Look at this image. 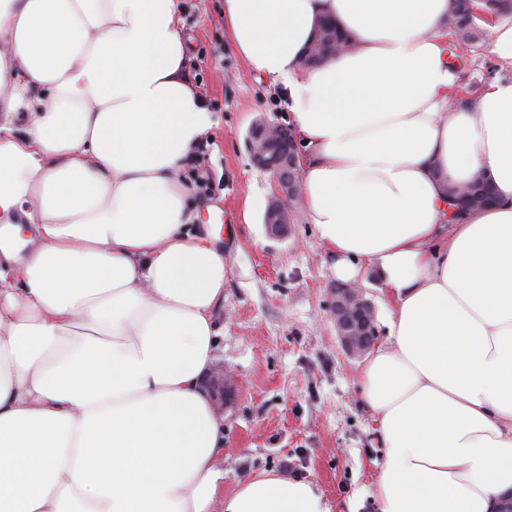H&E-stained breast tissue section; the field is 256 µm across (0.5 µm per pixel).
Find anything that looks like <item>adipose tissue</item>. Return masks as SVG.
<instances>
[{
	"label": "adipose tissue",
	"mask_w": 512,
	"mask_h": 512,
	"mask_svg": "<svg viewBox=\"0 0 512 512\" xmlns=\"http://www.w3.org/2000/svg\"><path fill=\"white\" fill-rule=\"evenodd\" d=\"M179 0H0V512H330L263 471L224 491L202 381L220 227L180 177L214 120ZM350 49L307 67L318 22ZM224 32L288 91L301 195L336 277L396 305L361 373L380 512L512 495V79L451 94L448 0H224ZM495 205L449 219L477 178Z\"/></svg>",
	"instance_id": "adipose-tissue-1"
}]
</instances>
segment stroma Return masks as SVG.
<instances>
[{"label": "stroma", "mask_w": 512, "mask_h": 512, "mask_svg": "<svg viewBox=\"0 0 512 512\" xmlns=\"http://www.w3.org/2000/svg\"><path fill=\"white\" fill-rule=\"evenodd\" d=\"M224 0H179L187 74L216 123L181 173L203 179L194 193L198 221L224 216V303L215 313L218 364L239 381L224 409V490L261 470L310 482L330 512H379L373 483L383 450L364 406L365 357L348 356L331 320L336 257L302 209L284 235L273 236L263 213L273 192L268 173L249 159L248 130L257 117L290 126L281 84L260 76L224 33ZM483 34L468 48L459 93L473 99L498 72ZM363 288L374 307L376 346L389 342L395 297L368 269Z\"/></svg>", "instance_id": "1"}]
</instances>
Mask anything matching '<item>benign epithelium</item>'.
Masks as SVG:
<instances>
[{"instance_id":"obj_1","label":"benign epithelium","mask_w":512,"mask_h":512,"mask_svg":"<svg viewBox=\"0 0 512 512\" xmlns=\"http://www.w3.org/2000/svg\"><path fill=\"white\" fill-rule=\"evenodd\" d=\"M248 139L252 165L270 174L273 192L265 223L271 232L279 234L288 224V215L300 195L301 160L296 136L289 129L257 120L251 126ZM332 319L343 349L358 355L374 345L376 328L371 303L362 287L338 283L332 288ZM206 386L215 398L218 415L224 414V403L237 386L236 378L222 369L212 373Z\"/></svg>"}]
</instances>
